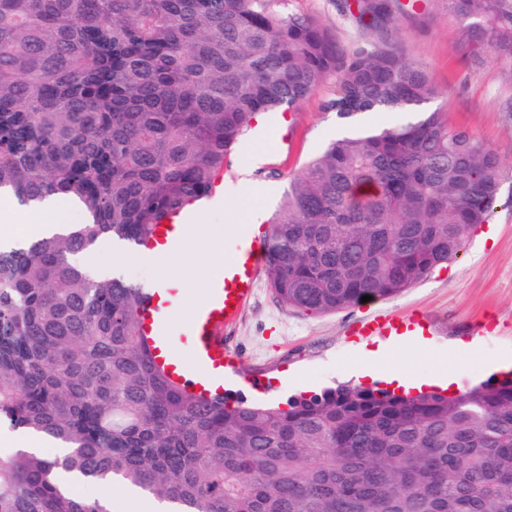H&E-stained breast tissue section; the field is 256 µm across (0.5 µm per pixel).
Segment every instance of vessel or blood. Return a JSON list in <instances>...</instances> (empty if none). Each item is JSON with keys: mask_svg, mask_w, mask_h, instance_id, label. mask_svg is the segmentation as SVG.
<instances>
[{"mask_svg": "<svg viewBox=\"0 0 512 512\" xmlns=\"http://www.w3.org/2000/svg\"><path fill=\"white\" fill-rule=\"evenodd\" d=\"M266 260L265 237L250 236L246 245L237 248L223 266L210 272L206 296L184 324L193 346L192 359L179 355L171 343L170 314L177 309L175 289H150L143 314L142 329L156 361L171 378L189 385L195 392L209 394L210 388L198 375L197 366L214 370L224 368L223 334L225 325L233 323L257 286L259 273ZM398 316L375 313L359 322L358 336H372L398 330Z\"/></svg>", "mask_w": 512, "mask_h": 512, "instance_id": "b4317fda", "label": "vessel or blood"}]
</instances>
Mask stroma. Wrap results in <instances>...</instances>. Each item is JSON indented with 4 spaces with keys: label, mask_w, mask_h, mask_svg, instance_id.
<instances>
[{
    "label": "stroma",
    "mask_w": 512,
    "mask_h": 512,
    "mask_svg": "<svg viewBox=\"0 0 512 512\" xmlns=\"http://www.w3.org/2000/svg\"><path fill=\"white\" fill-rule=\"evenodd\" d=\"M342 0H293L294 10L316 17L347 49L378 41L341 11ZM389 43L426 66L439 89L432 108L492 147L502 162L499 199L488 223L477 225L458 257L392 299L330 314L291 310L274 299L267 276L237 320L224 330L234 361L224 371L230 400L285 403L289 396L354 382L364 351L382 349V366H400L423 380L449 375L454 390L512 368V61L474 53L464 43L444 0H415L396 12ZM322 86L292 110L259 116L231 164L221 190L187 211L185 246L157 259L111 242L82 255L98 273H118L152 286L170 278L181 300L199 298L210 270L223 262L252 224L271 217L288 177L335 138L340 125L325 111ZM378 310L401 319L420 316L424 344L391 335L350 336V328Z\"/></svg>",
    "instance_id": "obj_1"
}]
</instances>
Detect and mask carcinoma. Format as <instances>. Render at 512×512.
Returning a JSON list of instances; mask_svg holds the SVG:
<instances>
[{
  "label": "carcinoma",
  "mask_w": 512,
  "mask_h": 512,
  "mask_svg": "<svg viewBox=\"0 0 512 512\" xmlns=\"http://www.w3.org/2000/svg\"><path fill=\"white\" fill-rule=\"evenodd\" d=\"M473 51L512 60V0H446ZM395 0H346L385 29ZM325 83L345 132L288 181L265 242L281 304L386 300L457 258L498 200L499 157L399 47L346 50L291 0H0V194L86 219L0 244V425L62 454L0 450V512H110L116 484L169 512H512V374L448 395L338 385L286 406L172 381L140 332L147 288L92 272L211 193L265 112ZM391 111L389 126L361 116Z\"/></svg>",
  "instance_id": "obj_1"
}]
</instances>
